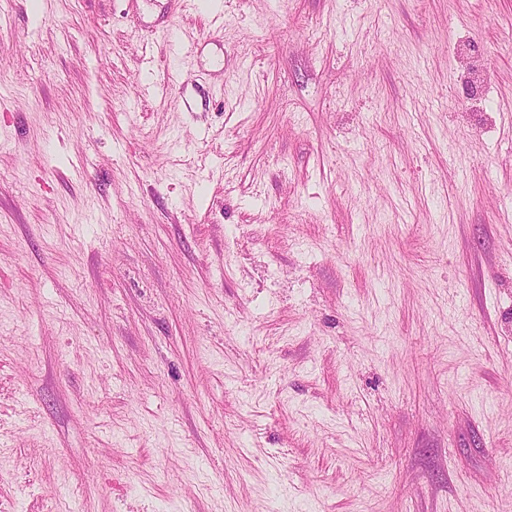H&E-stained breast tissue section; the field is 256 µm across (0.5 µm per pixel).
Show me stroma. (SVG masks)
I'll return each mask as SVG.
<instances>
[{"instance_id":"obj_1","label":"stroma","mask_w":512,"mask_h":512,"mask_svg":"<svg viewBox=\"0 0 512 512\" xmlns=\"http://www.w3.org/2000/svg\"><path fill=\"white\" fill-rule=\"evenodd\" d=\"M512 0H0V512H512Z\"/></svg>"}]
</instances>
